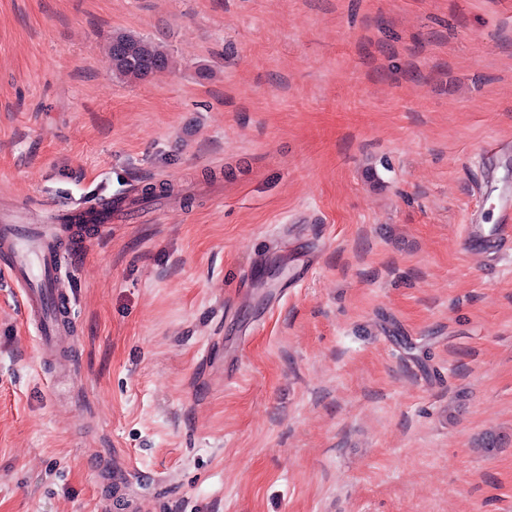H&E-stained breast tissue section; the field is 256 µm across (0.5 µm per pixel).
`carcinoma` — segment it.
I'll list each match as a JSON object with an SVG mask.
<instances>
[{
  "mask_svg": "<svg viewBox=\"0 0 512 512\" xmlns=\"http://www.w3.org/2000/svg\"><path fill=\"white\" fill-rule=\"evenodd\" d=\"M112 71L128 81H136L165 70L170 66V53L163 46L140 36L127 33L112 35L109 44ZM509 438L486 430L476 440V447L490 455L504 447Z\"/></svg>",
  "mask_w": 512,
  "mask_h": 512,
  "instance_id": "cac0c4a2",
  "label": "carcinoma"
}]
</instances>
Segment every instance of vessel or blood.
<instances>
[{"label": "vessel or blood", "instance_id": "b4317fda", "mask_svg": "<svg viewBox=\"0 0 512 512\" xmlns=\"http://www.w3.org/2000/svg\"><path fill=\"white\" fill-rule=\"evenodd\" d=\"M500 222L480 224L471 217L467 238H481L500 251L512 250V190L495 195ZM67 249L64 238L43 224H17L0 213V271L23 289L24 313L33 326L43 350L59 348L72 334L71 301L54 283Z\"/></svg>", "mask_w": 512, "mask_h": 512}]
</instances>
